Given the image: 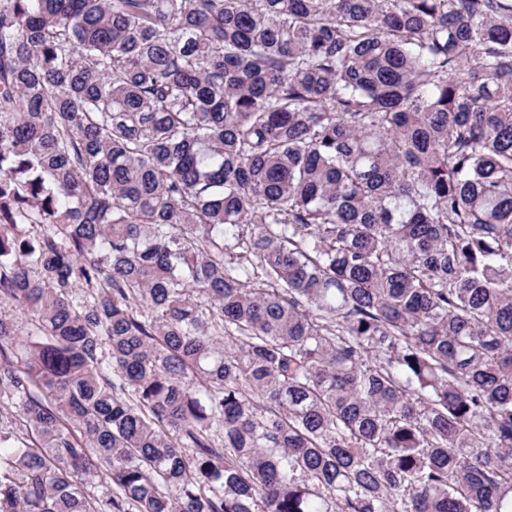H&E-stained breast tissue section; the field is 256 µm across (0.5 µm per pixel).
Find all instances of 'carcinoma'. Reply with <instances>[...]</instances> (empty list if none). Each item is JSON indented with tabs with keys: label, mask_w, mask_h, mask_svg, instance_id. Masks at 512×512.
<instances>
[{
	"label": "carcinoma",
	"mask_w": 512,
	"mask_h": 512,
	"mask_svg": "<svg viewBox=\"0 0 512 512\" xmlns=\"http://www.w3.org/2000/svg\"><path fill=\"white\" fill-rule=\"evenodd\" d=\"M0 512H512V0H0Z\"/></svg>",
	"instance_id": "obj_1"
}]
</instances>
